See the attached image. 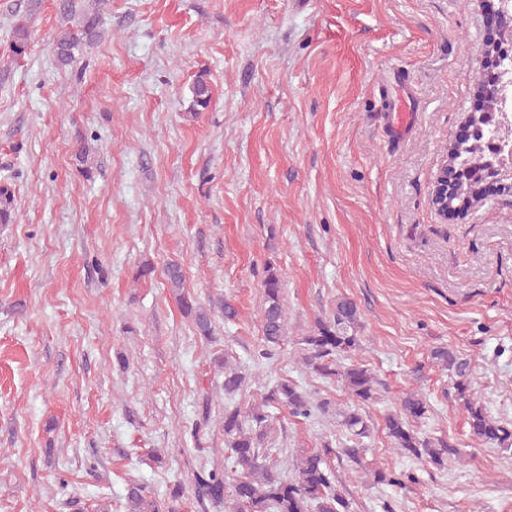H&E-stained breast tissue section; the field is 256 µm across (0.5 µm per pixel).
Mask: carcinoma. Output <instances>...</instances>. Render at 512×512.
<instances>
[{
	"label": "carcinoma",
	"instance_id": "obj_1",
	"mask_svg": "<svg viewBox=\"0 0 512 512\" xmlns=\"http://www.w3.org/2000/svg\"><path fill=\"white\" fill-rule=\"evenodd\" d=\"M104 0H95L92 10L82 12L79 26L60 32L55 39L57 61L63 66L75 62V50L82 44H93L98 36L100 7ZM30 37L26 22H18L13 28V52L19 56L25 52ZM194 106L207 108L210 91L206 81L198 79L193 88ZM493 136L491 128H484V135L465 144L449 149L451 161L457 167H466L476 176L485 171L490 162H498L501 147H486ZM484 200L480 179L463 183L455 198L469 206ZM14 211V193L7 186L0 188V223L7 224ZM167 286L180 309L195 325L199 335L212 334L211 310L196 303L184 292L185 276L177 263L165 269ZM264 307L261 331L265 356L279 346L285 338L286 316L282 302L281 280L277 271L268 266L262 280ZM358 322L357 305L348 299L336 302V311L315 321L310 333L303 337V357L311 371L325 379L336 381L355 401L351 409L339 413L340 426L354 441L370 434L369 418L363 413L366 405L377 399L379 381L364 364L352 362L338 364L341 357H351L359 348V337L353 329ZM431 357L441 368L455 377L457 397L466 411V423L470 432L482 442L503 449H512V426L494 419L486 408L471 396L472 366L469 360L456 355L443 346L432 350ZM244 376L235 368L224 366V394L233 395L241 390ZM331 402L323 399L317 403L297 385L282 380L267 389L262 402L249 408L224 406V436L230 457L241 472L227 481L228 475L221 468L203 467L193 473L192 491L204 512H349V501L336 492L335 472L327 461L331 443L313 450L296 461L292 475L283 478L270 465L268 449L263 447L269 427V409L283 407L293 417L308 418L314 410L329 411ZM431 407L427 400L416 393L399 398L394 411L385 417V429L391 444L400 452L417 459L442 465L450 457L459 455L456 447L444 437H423L413 429V424L427 418ZM354 462L359 460L361 448L356 445L335 452ZM129 512H159L157 502L150 496L144 484L130 483L126 493Z\"/></svg>",
	"mask_w": 512,
	"mask_h": 512
}]
</instances>
